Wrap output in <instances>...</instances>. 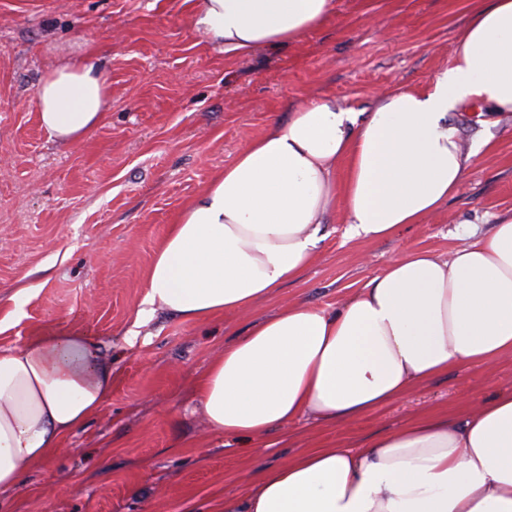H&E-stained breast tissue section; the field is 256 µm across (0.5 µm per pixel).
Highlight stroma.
Masks as SVG:
<instances>
[{"label":"stroma","instance_id":"obj_1","mask_svg":"<svg viewBox=\"0 0 512 512\" xmlns=\"http://www.w3.org/2000/svg\"><path fill=\"white\" fill-rule=\"evenodd\" d=\"M334 17L296 42L229 56L190 27L193 0H0V347L80 330L113 366L112 397L65 436L55 458L0 492L13 512H215L257 464L225 446L191 396L194 380L255 318L295 300L336 306L403 248L448 253L462 226L490 232L512 213V118L457 119L478 151L459 193L394 238H349L343 211L322 225L303 278L250 313L206 322L155 311L138 323L169 224L237 152L310 98L372 111L382 92L427 84L470 19L468 0H335ZM88 42L111 108L78 144L49 140L36 86L57 51ZM25 290L23 308L12 296ZM512 387L498 373L448 370L370 415L321 430L270 432L265 462L345 442L363 447L406 421L455 414Z\"/></svg>","mask_w":512,"mask_h":512}]
</instances>
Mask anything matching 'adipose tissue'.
<instances>
[{
  "mask_svg": "<svg viewBox=\"0 0 512 512\" xmlns=\"http://www.w3.org/2000/svg\"><path fill=\"white\" fill-rule=\"evenodd\" d=\"M333 11V0H196L192 27L244 55L294 42ZM470 11L452 65L426 85L388 91L370 112L314 98L273 120L171 224L146 305L192 322L249 311L302 277L335 209L349 237L380 240L453 198L476 157L456 111L479 103L490 125L512 114V0H470ZM34 106L50 140L79 143L109 110L105 73L77 46L41 77ZM464 236L446 256L401 251L336 307L294 301L237 332L192 387L210 429L254 443L296 420L333 426L448 368L512 358V214ZM112 373L78 331L0 350V489L103 408ZM223 512H512V390L359 449L260 466Z\"/></svg>",
  "mask_w": 512,
  "mask_h": 512,
  "instance_id": "1",
  "label": "adipose tissue"
}]
</instances>
